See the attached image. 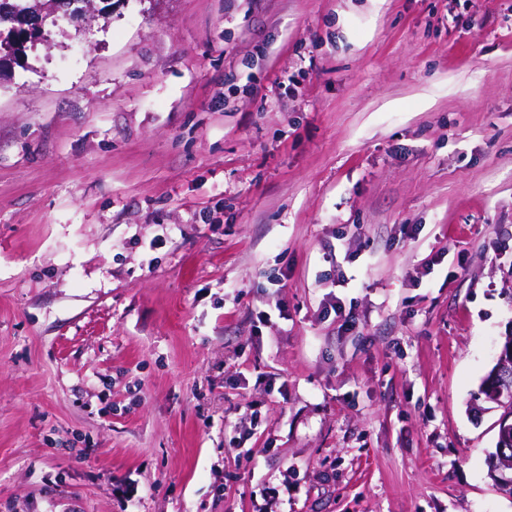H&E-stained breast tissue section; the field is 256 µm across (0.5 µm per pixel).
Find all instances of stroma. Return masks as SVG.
I'll list each match as a JSON object with an SVG mask.
<instances>
[{
	"label": "stroma",
	"mask_w": 512,
	"mask_h": 512,
	"mask_svg": "<svg viewBox=\"0 0 512 512\" xmlns=\"http://www.w3.org/2000/svg\"><path fill=\"white\" fill-rule=\"evenodd\" d=\"M61 27L0 64V512H512V0ZM492 387L486 392V397L502 409L499 419V438L502 443L512 441V337L506 340L494 365ZM504 448L496 444L495 452L489 455L490 473L500 463L501 459H512V443Z\"/></svg>",
	"instance_id": "35a3bbf8"
}]
</instances>
